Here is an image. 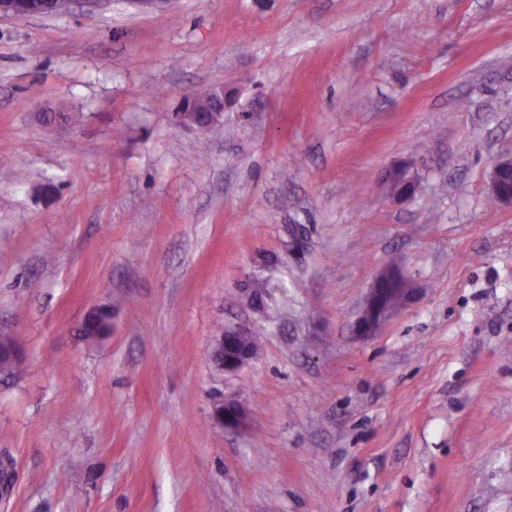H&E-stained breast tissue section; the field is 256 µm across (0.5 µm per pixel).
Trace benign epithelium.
<instances>
[{"mask_svg": "<svg viewBox=\"0 0 512 512\" xmlns=\"http://www.w3.org/2000/svg\"><path fill=\"white\" fill-rule=\"evenodd\" d=\"M34 0H0V16L41 15L43 11L31 6ZM512 173V159L497 161L491 172V195L496 202L503 205H512V191L501 187L500 179L504 171ZM393 195L398 198H411L420 189L419 178L412 174L408 168L396 166L386 175ZM395 293L403 295L404 302H409L416 296V289L397 268H389L380 273L374 280L365 298L361 312L354 323V330L360 336L375 335L397 311L391 302ZM253 357V352L242 350L235 354L225 356L218 362V366L226 372H235L244 366ZM211 419L215 426L224 430H239L247 426L248 413L236 401L216 397L213 400Z\"/></svg>", "mask_w": 512, "mask_h": 512, "instance_id": "7a95c632", "label": "benign epithelium"}]
</instances>
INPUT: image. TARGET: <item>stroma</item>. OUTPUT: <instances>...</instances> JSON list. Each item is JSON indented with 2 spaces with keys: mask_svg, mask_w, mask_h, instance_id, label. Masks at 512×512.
Returning a JSON list of instances; mask_svg holds the SVG:
<instances>
[{
  "mask_svg": "<svg viewBox=\"0 0 512 512\" xmlns=\"http://www.w3.org/2000/svg\"><path fill=\"white\" fill-rule=\"evenodd\" d=\"M208 87L223 122L178 126ZM510 156L512 0L0 17V512H512ZM390 267L417 298L356 335ZM509 171L512 175V159L507 158L497 161L491 172V195L495 198L498 204L512 205V190L506 191L501 187L500 179L504 171ZM386 182L392 194L401 199L413 197L420 189L419 178L403 166L390 169L386 175ZM226 337L229 339L232 336H248L247 331L240 329H231L226 331ZM256 334L250 332V335L243 339V342L250 346L253 352L257 349V341L255 338ZM224 336L220 337L216 345L215 352L223 354V359L218 362V366L224 370V372H235L244 366L252 357L253 352L249 350H242L235 354L225 356L224 352ZM211 419L215 426L224 430H239L247 426L248 413L236 401L215 397L212 404Z\"/></svg>",
  "mask_w": 512,
  "mask_h": 512,
  "instance_id": "1",
  "label": "stroma"
}]
</instances>
